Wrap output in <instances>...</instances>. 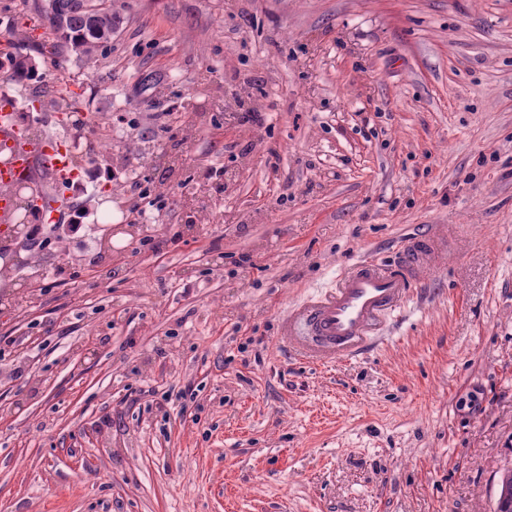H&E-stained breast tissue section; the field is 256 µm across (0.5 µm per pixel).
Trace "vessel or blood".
Masks as SVG:
<instances>
[{"label":"vessel or blood","instance_id":"vessel-or-blood-1","mask_svg":"<svg viewBox=\"0 0 512 512\" xmlns=\"http://www.w3.org/2000/svg\"><path fill=\"white\" fill-rule=\"evenodd\" d=\"M0 153L10 159L9 165L0 169L1 184L32 174L38 161L58 184L69 185L76 177L73 154L61 139L49 136L26 141L25 127L7 96L0 98ZM437 251L436 239L426 235L405 244L393 264H382L373 257L357 262L324 295L284 317V333L295 352L328 363L373 351L384 327L400 311Z\"/></svg>","mask_w":512,"mask_h":512}]
</instances>
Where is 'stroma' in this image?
<instances>
[{"label": "stroma", "mask_w": 512, "mask_h": 512, "mask_svg": "<svg viewBox=\"0 0 512 512\" xmlns=\"http://www.w3.org/2000/svg\"><path fill=\"white\" fill-rule=\"evenodd\" d=\"M64 233L0 304V512H493L512 469V0H112ZM54 42L36 0H0ZM81 127H74V119ZM153 222H144V214ZM444 248L375 354L280 318ZM193 394L182 397L185 385Z\"/></svg>", "instance_id": "stroma-1"}]
</instances>
